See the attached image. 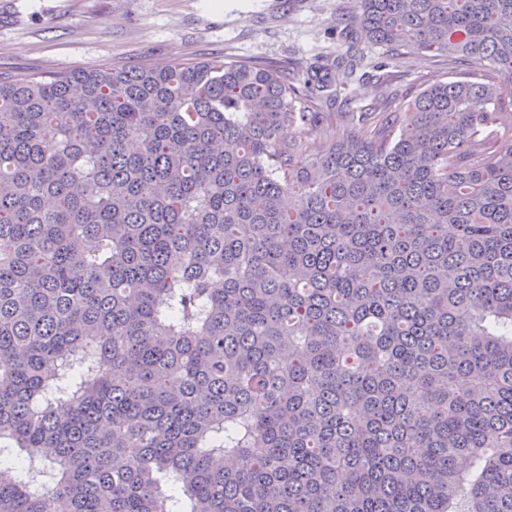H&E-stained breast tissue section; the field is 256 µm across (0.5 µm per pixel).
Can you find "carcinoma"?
I'll return each mask as SVG.
<instances>
[{"label":"carcinoma","mask_w":512,"mask_h":512,"mask_svg":"<svg viewBox=\"0 0 512 512\" xmlns=\"http://www.w3.org/2000/svg\"><path fill=\"white\" fill-rule=\"evenodd\" d=\"M336 26L305 79L0 75V512H512V0ZM358 28L467 78L297 111Z\"/></svg>","instance_id":"obj_1"}]
</instances>
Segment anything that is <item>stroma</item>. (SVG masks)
I'll list each match as a JSON object with an SVG mask.
<instances>
[{
	"label": "stroma",
	"instance_id": "obj_1",
	"mask_svg": "<svg viewBox=\"0 0 512 512\" xmlns=\"http://www.w3.org/2000/svg\"><path fill=\"white\" fill-rule=\"evenodd\" d=\"M348 0H0V73L43 75L102 66L212 59L251 60L280 70L333 62L345 48L336 17ZM355 41L365 59L352 76L337 72L349 112L403 104L428 82L458 79L461 64L405 46Z\"/></svg>",
	"mask_w": 512,
	"mask_h": 512
}]
</instances>
